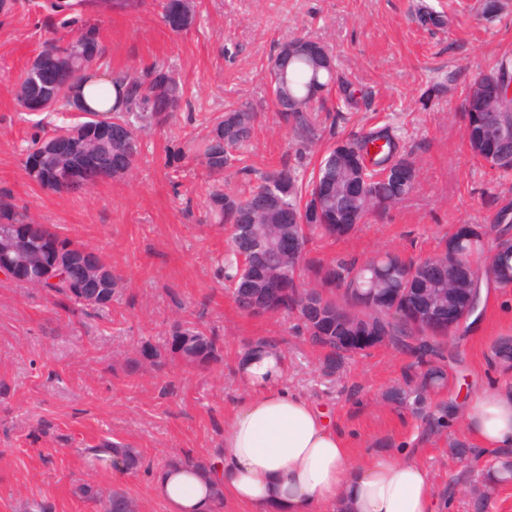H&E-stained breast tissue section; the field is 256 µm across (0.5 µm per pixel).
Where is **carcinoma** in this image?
Here are the masks:
<instances>
[{"mask_svg":"<svg viewBox=\"0 0 512 512\" xmlns=\"http://www.w3.org/2000/svg\"><path fill=\"white\" fill-rule=\"evenodd\" d=\"M161 18L175 31L191 28L196 14L191 0H162ZM59 14L105 13L97 0H67L53 4ZM413 20L424 27L443 28L445 13L431 8L418 10ZM81 37L97 40L98 56L104 58L105 47L98 42L99 32L88 24L70 39L50 38L38 58L51 74L41 81L30 76L21 79L17 90L18 104H47V113L66 117L78 109L73 89L86 83V67L74 58L72 48ZM304 37H292L280 44L273 55L275 71H267L273 101L289 99L293 105L277 112L280 122L294 127L304 143L315 139L308 112L330 84L336 81L320 57L302 53ZM113 102L105 91H93L97 102L98 125H112V138L85 141L70 161L72 166L86 167L80 181L64 177L49 157L41 161L40 183L58 193H79L100 183V170L110 168L114 178L132 172L143 149V138L153 129L166 125L189 105L187 90L172 70L153 64L112 78ZM368 98L344 86L339 101L349 109L360 108ZM262 113L248 102L230 107L209 129L205 138L190 145L189 150L202 160L211 177L224 174V169L238 162V172L257 176L249 192H226L216 186L207 194L201 222L222 224L229 245L221 259L224 287L232 295L236 307L250 317L292 315L303 329L304 340L322 356V373L333 377L344 361L369 347L359 342L342 343L341 336H373L377 342L387 338L386 345L405 352L416 364L404 375V386L387 394V399L404 405L417 415L430 392L443 388L448 381L445 365L455 360L444 353L438 340L448 329L430 322L414 323L418 313L439 318L458 301L448 292V272L454 260L473 248L496 251L497 263L484 275L482 285L506 291L512 288V246L507 233L500 228L504 207H499L488 224H467L458 232L442 238L439 253L446 258L412 259L396 252H385L359 262L345 257L328 262L313 254L317 239H336L357 228L345 223L343 213L355 210L361 217L384 212L392 204L412 192L416 170L388 127L374 128L359 138H344L330 146L317 168L306 176L286 164L263 173L236 158V152L247 147L254 138ZM32 224L25 207L15 203L11 192L0 190V243L21 226ZM34 225V224H32ZM52 237L60 255H72L74 242L47 224H36L29 235V247L44 249V238ZM291 238L297 256L279 252L277 243ZM97 275L107 300H112L120 287V277L105 263ZM44 290L74 315L106 307V303L81 298L68 281L47 284ZM395 302L399 316L385 310L386 300ZM274 352L285 359L280 343L262 338L245 343L239 356L250 354L254 347ZM223 342L213 332L191 322H176L161 344L149 340L141 343L140 361L162 369L168 364L183 365L194 370H207L224 360ZM495 361L512 368V340L504 338L494 347ZM90 465L120 462V472L134 474L144 465L140 453L127 444L106 439L87 449ZM512 477V461L503 460L479 473L481 491L474 498V512H485L488 498L495 491L501 475ZM75 494L87 502L110 506V512H138L136 502L121 488L107 497L91 483H81Z\"/></svg>","mask_w":512,"mask_h":512,"instance_id":"carcinoma-1","label":"carcinoma"}]
</instances>
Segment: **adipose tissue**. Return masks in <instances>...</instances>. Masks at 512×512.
I'll use <instances>...</instances> for the list:
<instances>
[{"label":"adipose tissue","mask_w":512,"mask_h":512,"mask_svg":"<svg viewBox=\"0 0 512 512\" xmlns=\"http://www.w3.org/2000/svg\"><path fill=\"white\" fill-rule=\"evenodd\" d=\"M237 373L252 393L229 416L212 469L173 466L153 477L171 512H211L217 484L246 512H449L412 455L355 454L326 411L286 385L274 355L248 356ZM453 412L479 450L512 453V381L478 388Z\"/></svg>","instance_id":"obj_1"}]
</instances>
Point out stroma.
<instances>
[{"instance_id": "obj_1", "label": "stroma", "mask_w": 512, "mask_h": 512, "mask_svg": "<svg viewBox=\"0 0 512 512\" xmlns=\"http://www.w3.org/2000/svg\"><path fill=\"white\" fill-rule=\"evenodd\" d=\"M485 0H194L196 23L174 31L155 0L135 12L114 13L100 25L105 64L115 73L160 62L189 90L190 105L144 138L133 172L82 194H62L32 181L23 148L40 130L17 104L18 82L51 37L68 38L51 0H15L0 12V188L10 189L34 219L51 224L94 250L123 278L107 308L72 316L43 289L0 279V512H23L44 500L53 512H101L74 493L93 483L102 493L119 487L140 512H168L152 477L168 459L187 452L206 461L224 439V423L245 388L235 367L243 341H279L287 359L286 383L330 410L357 446L402 450L430 471L439 492H452L453 512H472L473 484L449 448L461 427L430 428L448 401L431 395L427 418L391 404L386 394L402 386L412 359L379 347L346 360L328 382L319 355L292 320L252 319L225 291L218 262L226 247L222 227L199 223L208 177L187 157L166 165L170 147L202 138L210 120L233 104L263 112L247 164L264 171L286 164L312 169L333 138L358 137L389 126L416 169L404 201L369 214L351 234L316 241L317 256L366 259L393 251L432 255L442 236L461 224H483L493 200L512 199V175L475 159L464 135L460 106L476 72L491 70L512 52V0H499L496 17ZM446 12L448 24L428 29L413 22L418 8ZM304 36L332 51L337 78L372 93L369 108L350 110L330 126L326 112L338 103L337 87L313 106L316 140L305 145L279 123L266 79L278 42ZM201 319L224 340V360L209 370L180 365L134 366L143 340L162 343L177 321ZM512 338V289L494 291L482 318L448 342L459 384L512 379L492 357L494 344ZM138 448L136 474L91 467L85 447L103 439Z\"/></svg>"}]
</instances>
